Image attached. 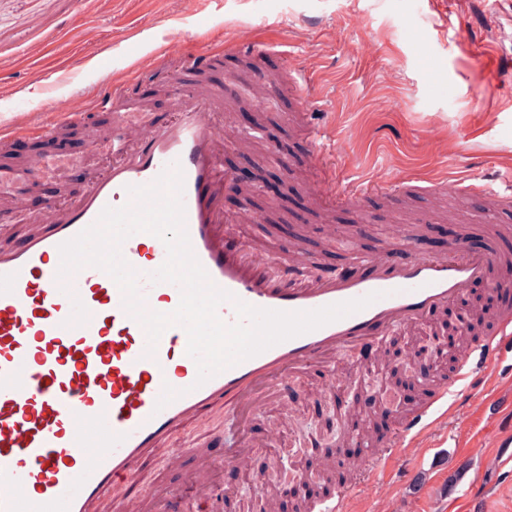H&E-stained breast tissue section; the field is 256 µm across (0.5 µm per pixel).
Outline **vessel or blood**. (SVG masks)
<instances>
[{"mask_svg":"<svg viewBox=\"0 0 512 512\" xmlns=\"http://www.w3.org/2000/svg\"><path fill=\"white\" fill-rule=\"evenodd\" d=\"M224 97L223 88L196 86L189 99L177 100L174 120L149 124L136 136L125 114H115L110 169L65 207H48L20 244L0 245V512H111L113 502L122 512H203L215 494L209 476L218 459L195 447L167 448L173 430L217 404L225 424L240 428L269 386L287 401L296 371L359 352L392 330L425 324L471 285L490 283L495 255L470 252L463 235L446 252L398 261L397 253L414 245L406 224L394 225L385 252L354 258L350 272L288 286L271 277L270 253L244 245L235 232L253 223L254 215L224 211L230 179L224 152L239 141L222 122ZM67 119L55 113L14 130L50 134ZM176 163L183 171L191 247L216 286L252 306L281 311H312L371 293L376 301L200 386L182 327L168 328L154 353H147L146 333L125 311L122 291L108 274L86 267L59 282V246L92 225L104 207L127 204L128 187L151 184ZM386 190L383 179L369 177L337 202L351 206L367 193ZM122 254L141 274L146 308L174 311L179 287L148 280L166 260L162 241L137 233L124 242ZM76 298L90 317L71 327ZM489 320L490 333L460 354L454 376L403 418L397 444L425 446L433 428L447 422L448 399L457 385L486 381L502 367L504 345L512 340V310L492 312ZM167 385L182 395L157 408ZM160 446L167 449V469L180 476L178 487L150 498L130 497L143 453Z\"/></svg>","mask_w":512,"mask_h":512,"instance_id":"b4317fda","label":"vessel or blood"}]
</instances>
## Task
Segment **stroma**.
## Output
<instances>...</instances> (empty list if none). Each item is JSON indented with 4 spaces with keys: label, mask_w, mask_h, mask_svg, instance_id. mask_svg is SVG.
<instances>
[{
    "label": "stroma",
    "mask_w": 512,
    "mask_h": 512,
    "mask_svg": "<svg viewBox=\"0 0 512 512\" xmlns=\"http://www.w3.org/2000/svg\"><path fill=\"white\" fill-rule=\"evenodd\" d=\"M511 20L512 0H455L449 9L442 0H0V123L15 112H76L83 124L109 118V111L94 102L103 84L123 72L129 76L127 99L153 92L148 119L163 122L175 115V96L155 89L166 82L171 65L163 60L157 71L141 69L144 54L167 48L173 56L190 57L227 42L207 74L213 85L232 94L250 88L252 79L251 71L235 68V59L259 54L273 74L305 77L313 95L305 103L273 95L246 118L234 108L225 112V124L249 142L225 150V170L280 172L284 179L276 194L247 185L225 188L224 210L257 215L256 223L238 229L252 245L277 251L304 235V247L318 258L315 276L327 278L346 271L352 256L380 253L392 221L425 225L426 236L436 238L449 221L435 217L434 208L466 214L481 207V195L471 191L436 200L428 192L429 177L445 174L470 184L505 186L512 169V70L489 76L477 64L476 51L492 42L500 54L512 57V40L497 35ZM79 26L85 37L65 46L58 66L35 65L33 53L44 40L66 37ZM366 42L372 45L367 54L360 50ZM382 100L388 103L383 110ZM302 108L322 124L323 151L335 166L329 190L340 191L390 167L406 179L399 187L400 211L377 195L365 197L357 208L334 211L337 225L364 216L371 224L367 236L338 249L321 238V215L307 194L314 175L312 146L306 126L294 119ZM426 129L437 136L432 156L419 141ZM111 163L108 152L92 157L77 152L69 157L66 183L35 169L1 179L0 192L25 189L27 208L0 213V225L10 227L0 240L19 243L32 228V214L49 202L76 197ZM502 224L512 225L511 209L470 225L469 248H511L512 235L498 232ZM330 379L335 393L317 394L315 385ZM388 379L386 370L357 354L302 372L289 401L293 417H285L272 401L248 419L244 435L254 445L251 467L244 472L230 462L217 467L214 483L238 492L230 501H216L217 512H242L260 488L264 462L281 460L300 470L338 435L358 437L348 415L354 391L377 392ZM500 385L512 390V370L502 369L494 380L464 393L447 435L434 447L390 448L376 466L368 449H360L361 462L345 483L356 512H460L459 502L473 495L480 512H512V481L500 472L492 450L506 432L489 412ZM223 423L220 409L206 410L175 431L170 445L194 441L223 454L218 435ZM165 453L160 447L144 455L133 496L176 486V475L163 467Z\"/></svg>",
    "instance_id": "1"
}]
</instances>
